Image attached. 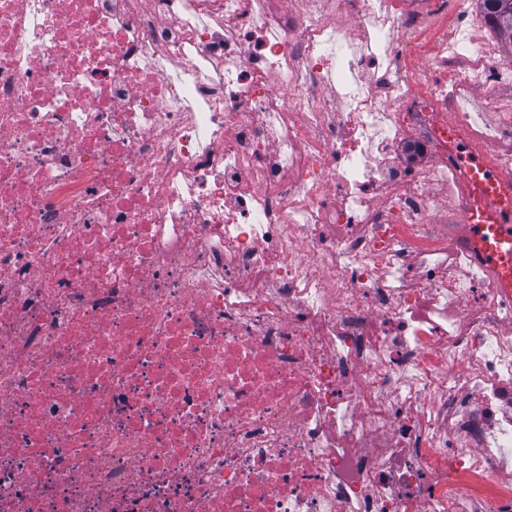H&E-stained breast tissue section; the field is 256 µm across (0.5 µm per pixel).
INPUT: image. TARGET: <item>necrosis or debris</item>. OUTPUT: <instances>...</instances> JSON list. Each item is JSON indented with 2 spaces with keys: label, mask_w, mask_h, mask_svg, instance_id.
<instances>
[{
  "label": "necrosis or debris",
  "mask_w": 512,
  "mask_h": 512,
  "mask_svg": "<svg viewBox=\"0 0 512 512\" xmlns=\"http://www.w3.org/2000/svg\"><path fill=\"white\" fill-rule=\"evenodd\" d=\"M471 0H0V512H512ZM482 93L474 107L458 88Z\"/></svg>",
  "instance_id": "obj_1"
}]
</instances>
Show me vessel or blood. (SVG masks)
I'll list each match as a JSON object with an SVG mask.
<instances>
[{
  "mask_svg": "<svg viewBox=\"0 0 512 512\" xmlns=\"http://www.w3.org/2000/svg\"><path fill=\"white\" fill-rule=\"evenodd\" d=\"M466 164L479 172L472 191L486 198L484 214L469 211L461 229L479 265L496 281L505 297H512V176L495 171L483 152L467 156Z\"/></svg>",
  "mask_w": 512,
  "mask_h": 512,
  "instance_id": "vessel-or-blood-1",
  "label": "vessel or blood"
}]
</instances>
